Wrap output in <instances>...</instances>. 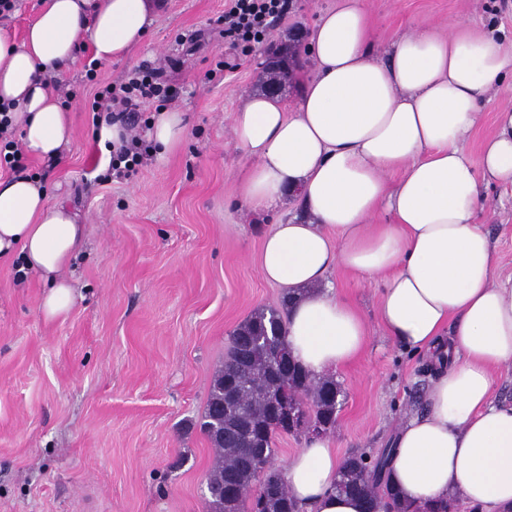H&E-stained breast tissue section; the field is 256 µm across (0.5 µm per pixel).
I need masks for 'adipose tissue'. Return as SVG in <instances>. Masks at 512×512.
<instances>
[{"label": "adipose tissue", "instance_id": "ef3b65f1", "mask_svg": "<svg viewBox=\"0 0 512 512\" xmlns=\"http://www.w3.org/2000/svg\"><path fill=\"white\" fill-rule=\"evenodd\" d=\"M160 9V0H43L23 35L0 23V104L14 103L27 154L57 158L73 136L50 77L85 45L102 63L129 58ZM307 51L314 73L294 113L256 93L232 116L254 160L239 198L269 211L294 194L303 213L274 224L258 257L262 277L296 296L292 356L315 377L353 360L368 331L330 276L340 267L380 280L384 330L428 353L434 373L425 413L394 437L387 484L419 505L453 496L474 512H512V400L495 396L497 372L512 367V276L500 275L490 234L475 221L481 177L512 183V113L499 114L478 161L461 150L481 99L512 75V39L462 18L444 34L423 22L381 55L363 0H335ZM185 133L183 113L164 109L149 137L168 152ZM383 213L390 223H377ZM83 238L77 214L40 178L0 179V257L18 255L21 271L48 284L46 319L76 301L64 271ZM340 470L325 436L281 468L305 512H365L361 498L337 492Z\"/></svg>", "mask_w": 512, "mask_h": 512}]
</instances>
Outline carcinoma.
<instances>
[{
	"mask_svg": "<svg viewBox=\"0 0 512 512\" xmlns=\"http://www.w3.org/2000/svg\"><path fill=\"white\" fill-rule=\"evenodd\" d=\"M287 303L280 308L256 310L230 334L231 348L224 365L216 370L204 413L197 422L212 449L206 475L209 512H300L273 463L275 437L288 433L271 427L270 418L285 399L300 397L320 419L325 431L336 425L341 385L331 376H310L288 351L284 318ZM267 457L259 470L257 454ZM391 449H382L374 463L363 453L344 461L336 491L353 494L367 503V512H432L428 507L401 501L383 486V471Z\"/></svg>",
	"mask_w": 512,
	"mask_h": 512,
	"instance_id": "1",
	"label": "carcinoma"
}]
</instances>
